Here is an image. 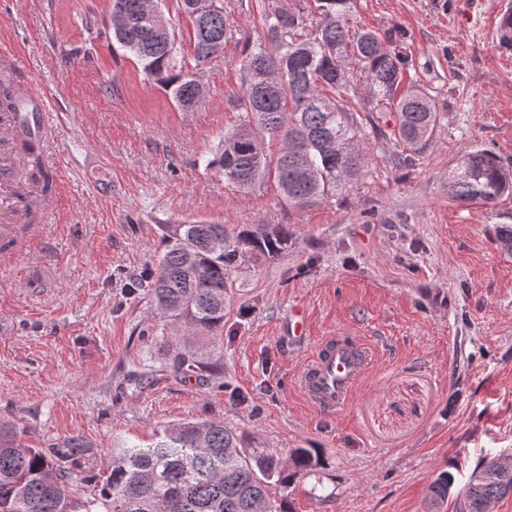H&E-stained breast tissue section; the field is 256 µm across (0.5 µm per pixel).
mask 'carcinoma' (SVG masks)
Masks as SVG:
<instances>
[{
    "label": "carcinoma",
    "instance_id": "cac0c4a2",
    "mask_svg": "<svg viewBox=\"0 0 512 512\" xmlns=\"http://www.w3.org/2000/svg\"><path fill=\"white\" fill-rule=\"evenodd\" d=\"M219 0H176V10L192 17L193 61L181 52L175 28L160 27L147 0H111L99 16L88 12V30L106 34L131 54L145 80L171 93L191 111L201 102L196 70L224 49L229 19ZM319 20L308 11L274 6L264 14L265 37L254 41L239 64L242 95L239 123L224 134L210 164L224 181L250 192L274 182L284 204L304 209L345 195L361 176L365 155L359 143L366 127L385 134L374 113L392 112L391 136L404 149L394 161L406 165L423 153L435 132V99L409 84V63L392 32L349 34L353 0H313ZM119 13L120 27L106 18ZM499 43L512 47V8L499 25ZM364 86L368 95L357 109L347 99ZM512 193V170L492 151L464 154L448 178L457 202L494 205ZM164 251L146 272L142 290L155 307L200 333L224 326L229 275L245 254L275 258L288 249V229L253 224L229 236L222 224H165ZM500 247L512 254V224H498ZM87 444L71 436L47 448H31L0 431V512H291L286 491L323 466L316 448H290L282 455L241 447V439L220 421H185L164 429L151 448L112 449L98 493L76 497L87 481L78 473ZM276 483L285 494L270 497ZM444 470L429 487L426 512H441L454 500V512H489L512 496V469L498 458L482 459L464 487L454 489Z\"/></svg>",
    "mask_w": 512,
    "mask_h": 512
}]
</instances>
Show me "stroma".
Here are the masks:
<instances>
[{
	"label": "stroma",
	"mask_w": 512,
	"mask_h": 512,
	"mask_svg": "<svg viewBox=\"0 0 512 512\" xmlns=\"http://www.w3.org/2000/svg\"><path fill=\"white\" fill-rule=\"evenodd\" d=\"M275 2L309 0H223L231 34L198 72L204 101L185 112L109 39L83 57L87 6L108 0H0V34L47 100L64 164L45 237L0 273V427L35 448L81 436L83 469L99 477L117 446L220 421L247 448L321 450L323 467L290 495L293 512H422L440 471L460 488L481 457L512 454V254L494 239L512 223V194L493 206L448 197L468 151L512 165V48L498 34L512 0H355V25L401 31L439 123L400 167L393 115L381 113L382 135L362 143L366 176L346 199L307 209L284 205L272 185L237 191L206 165L238 119V64ZM110 72L119 84L107 94ZM195 221L282 225L290 240L278 257H241L223 328L185 345L130 285L157 264L161 225ZM337 334L364 344L371 364L329 416L296 376ZM182 350L202 370H176ZM133 370L147 380L129 382Z\"/></svg>",
	"instance_id": "1"
}]
</instances>
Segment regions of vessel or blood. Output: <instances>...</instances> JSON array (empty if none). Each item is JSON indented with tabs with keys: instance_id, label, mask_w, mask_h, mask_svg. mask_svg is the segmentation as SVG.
Returning a JSON list of instances; mask_svg holds the SVG:
<instances>
[{
	"instance_id": "1",
	"label": "vessel or blood",
	"mask_w": 512,
	"mask_h": 512,
	"mask_svg": "<svg viewBox=\"0 0 512 512\" xmlns=\"http://www.w3.org/2000/svg\"><path fill=\"white\" fill-rule=\"evenodd\" d=\"M22 112H0V265L12 263L20 254L18 245L24 236H37V224L21 225V210H39L44 194L39 184L24 178L26 157L15 142L29 136L47 164H54L48 136L50 128L43 95L27 82L14 83ZM366 358L355 344L330 336L321 341L313 360L298 377V385L321 411L333 413L345 403L355 381L361 377Z\"/></svg>"
}]
</instances>
